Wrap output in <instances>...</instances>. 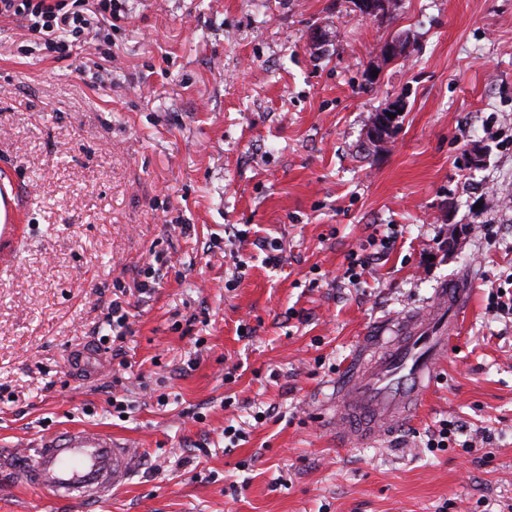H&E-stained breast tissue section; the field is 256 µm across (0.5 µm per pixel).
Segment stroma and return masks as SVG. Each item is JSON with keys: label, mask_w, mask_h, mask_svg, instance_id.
Wrapping results in <instances>:
<instances>
[{"label": "stroma", "mask_w": 512, "mask_h": 512, "mask_svg": "<svg viewBox=\"0 0 512 512\" xmlns=\"http://www.w3.org/2000/svg\"><path fill=\"white\" fill-rule=\"evenodd\" d=\"M122 8L65 57L25 52L24 21L0 18V182L22 226L0 272V512H512V314L487 307L512 274V0H397L377 18L354 0ZM398 36L405 57L383 61ZM395 101L375 150L371 117ZM387 235L349 284L350 254ZM461 276L470 308L420 411L344 443L336 401L368 343ZM114 300L125 336L80 377ZM446 419L479 451H429ZM73 428L139 453L87 511L10 462Z\"/></svg>", "instance_id": "35a3bbf8"}]
</instances>
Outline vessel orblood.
I'll use <instances>...</instances> for the list:
<instances>
[{"mask_svg":"<svg viewBox=\"0 0 512 512\" xmlns=\"http://www.w3.org/2000/svg\"><path fill=\"white\" fill-rule=\"evenodd\" d=\"M18 207L0 191V253L18 236ZM466 280L439 289L426 314L399 322L395 334L367 366L352 372L336 407V425L353 440L370 443L421 406L435 370L448 353L450 333L469 306ZM137 455L128 444L95 429H69L41 440L22 480L76 504L108 499L130 476Z\"/></svg>","mask_w":512,"mask_h":512,"instance_id":"vessel-or-blood-1","label":"vessel or blood"}]
</instances>
